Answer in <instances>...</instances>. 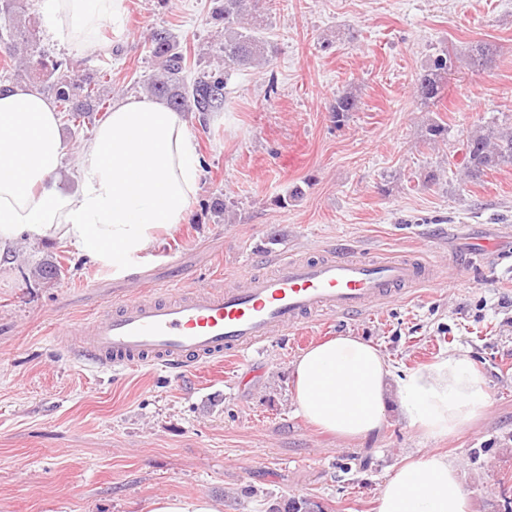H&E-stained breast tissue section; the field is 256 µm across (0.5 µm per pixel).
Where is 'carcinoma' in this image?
<instances>
[{"label":"carcinoma","mask_w":512,"mask_h":512,"mask_svg":"<svg viewBox=\"0 0 512 512\" xmlns=\"http://www.w3.org/2000/svg\"><path fill=\"white\" fill-rule=\"evenodd\" d=\"M22 0H0V14L8 19L9 37L21 51L15 66V76L30 73L39 67L37 84L50 94L72 123L81 124L93 112L104 108L105 102L96 88L99 77L80 75L70 70L65 59L32 61V34L26 22ZM214 17L224 21V40L214 44L215 58L220 65L200 69L187 80L191 65L165 30L155 31L148 46L155 61L154 72L143 79V86L156 97L163 98L177 112L205 118L224 111L228 101L226 85L230 72L238 67L267 64L275 48L258 34L259 0H216ZM455 68L454 57L443 49L416 78V96L430 103L444 92L448 74ZM361 102L352 92L336 96L329 111L341 122L350 112H357ZM463 176L469 181L480 179L486 171L501 164H512V129L488 126L470 137L464 144Z\"/></svg>","instance_id":"cac0c4a2"}]
</instances>
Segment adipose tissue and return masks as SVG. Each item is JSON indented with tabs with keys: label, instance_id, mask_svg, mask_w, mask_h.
I'll use <instances>...</instances> for the list:
<instances>
[{
	"label": "adipose tissue",
	"instance_id": "1",
	"mask_svg": "<svg viewBox=\"0 0 512 512\" xmlns=\"http://www.w3.org/2000/svg\"><path fill=\"white\" fill-rule=\"evenodd\" d=\"M53 39L96 50L103 26L121 22L125 0H36ZM0 249L20 237L68 242L93 262L130 275L144 253L186 223L203 160L184 113L150 96L113 104L79 159L78 188L59 182L64 144L53 103L31 86L0 92ZM296 408L318 429L344 440L382 430L396 396L408 428L442 438L489 405L484 375L454 351L395 374L381 351L339 335L303 351L293 366ZM376 512H470L456 462L428 450L401 465L381 490Z\"/></svg>",
	"mask_w": 512,
	"mask_h": 512
}]
</instances>
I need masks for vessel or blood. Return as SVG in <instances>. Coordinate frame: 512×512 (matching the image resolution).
I'll return each mask as SVG.
<instances>
[{
  "label": "vessel or blood",
  "instance_id": "vessel-or-blood-1",
  "mask_svg": "<svg viewBox=\"0 0 512 512\" xmlns=\"http://www.w3.org/2000/svg\"><path fill=\"white\" fill-rule=\"evenodd\" d=\"M421 283L440 281L412 254L280 257L234 284L171 288L158 297L140 292L92 321L65 323L58 335L81 359L115 371L155 364L192 371L241 357L313 318L373 312Z\"/></svg>",
  "mask_w": 512,
  "mask_h": 512
}]
</instances>
